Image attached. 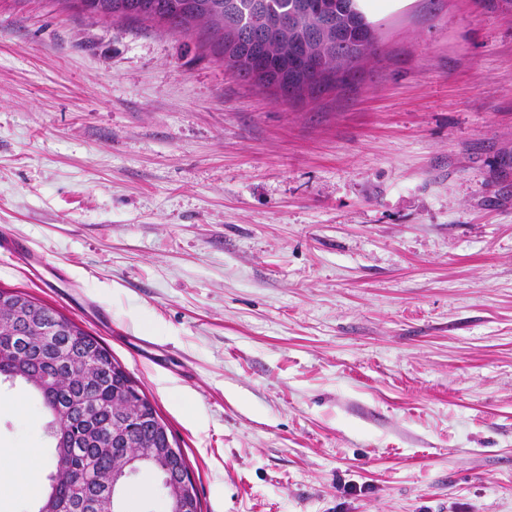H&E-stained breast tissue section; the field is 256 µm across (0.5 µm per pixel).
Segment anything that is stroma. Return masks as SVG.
Returning <instances> with one entry per match:
<instances>
[{
    "label": "stroma",
    "instance_id": "35a3bbf8",
    "mask_svg": "<svg viewBox=\"0 0 512 512\" xmlns=\"http://www.w3.org/2000/svg\"><path fill=\"white\" fill-rule=\"evenodd\" d=\"M379 49L283 101L207 33L0 0V288L98 337L202 512H512V13L359 0ZM0 448L50 416L0 384ZM122 512H167L158 473Z\"/></svg>",
    "mask_w": 512,
    "mask_h": 512
}]
</instances>
